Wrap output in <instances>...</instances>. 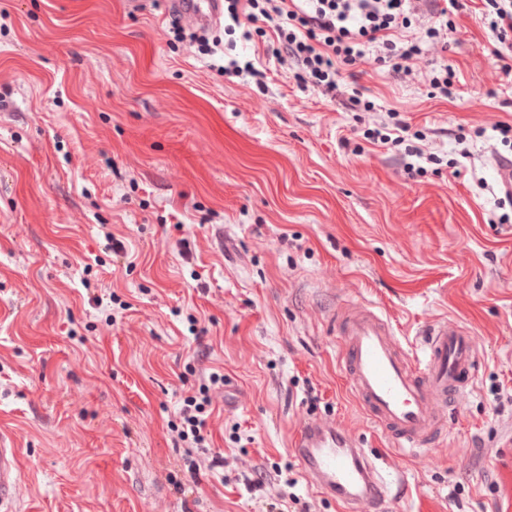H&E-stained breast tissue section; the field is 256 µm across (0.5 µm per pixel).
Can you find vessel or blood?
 <instances>
[{
    "label": "vessel or blood",
    "mask_w": 512,
    "mask_h": 512,
    "mask_svg": "<svg viewBox=\"0 0 512 512\" xmlns=\"http://www.w3.org/2000/svg\"><path fill=\"white\" fill-rule=\"evenodd\" d=\"M168 11L182 23L210 27L224 15L222 0H169ZM339 344L345 380L375 425L399 447L426 446L440 431L445 401L465 391L473 368L471 344L459 327H429L425 357L412 359L378 311L355 304L341 307ZM295 452L307 478L321 492L348 506L381 507L388 480L364 449L346 440L336 425L312 420L299 431ZM18 483L17 452L0 448V505L10 503Z\"/></svg>",
    "instance_id": "1"
}]
</instances>
